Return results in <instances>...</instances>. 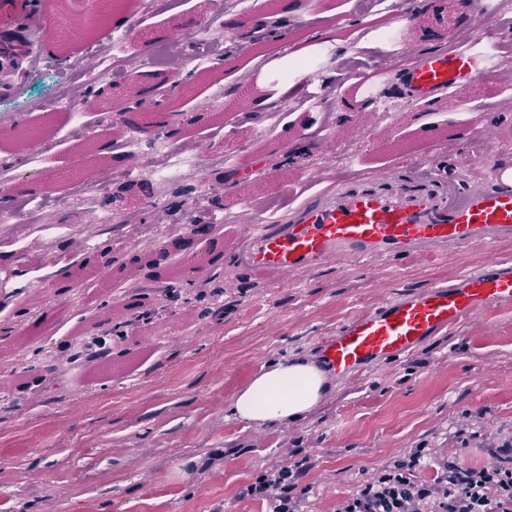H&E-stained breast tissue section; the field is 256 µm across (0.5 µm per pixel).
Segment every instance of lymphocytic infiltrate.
I'll list each match as a JSON object with an SVG mask.
<instances>
[{"label": "lymphocytic infiltrate", "mask_w": 512, "mask_h": 512, "mask_svg": "<svg viewBox=\"0 0 512 512\" xmlns=\"http://www.w3.org/2000/svg\"><path fill=\"white\" fill-rule=\"evenodd\" d=\"M497 450L499 462L479 469L445 458L428 482L417 476L423 449H411L366 477L338 512H512V436L501 438ZM310 467L309 456L292 449L279 468L260 472L240 495L271 500L273 512H298L295 491Z\"/></svg>", "instance_id": "lymphocytic-infiltrate-1"}]
</instances>
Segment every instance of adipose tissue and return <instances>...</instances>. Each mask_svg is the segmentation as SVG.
<instances>
[{
	"instance_id": "ef3b65f1",
	"label": "adipose tissue",
	"mask_w": 512,
	"mask_h": 512,
	"mask_svg": "<svg viewBox=\"0 0 512 512\" xmlns=\"http://www.w3.org/2000/svg\"><path fill=\"white\" fill-rule=\"evenodd\" d=\"M329 390L327 374L312 360L277 361L238 390L230 412L257 428L296 422L313 412Z\"/></svg>"
}]
</instances>
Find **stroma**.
Listing matches in <instances>:
<instances>
[{
	"mask_svg": "<svg viewBox=\"0 0 512 512\" xmlns=\"http://www.w3.org/2000/svg\"><path fill=\"white\" fill-rule=\"evenodd\" d=\"M432 6L437 32L425 36L408 20L387 32L370 23L366 5L346 0H312L284 28L270 22L268 0L246 7L240 0H123L129 39L118 49L110 23L86 28L93 0H53L43 33L48 56L24 64L0 92V167L12 180L45 183L52 205L44 222L0 224V327L6 329L0 366L17 359L42 369L28 387L0 389V512H271L270 501L240 497L239 488L289 448L302 449L312 463L302 512H337L366 475L416 446L430 450L424 480L456 453L469 464L491 462L489 443L512 430V309H482L410 355L336 380L320 407L296 423L254 428L229 412L234 395L266 363L317 359L320 343L351 316L432 282L455 281L489 257L512 260V239H503L432 258L322 264L289 275L284 286L248 270L226 275L237 260L234 232L245 204L226 205L225 194L258 191L284 173L311 180L317 192L377 167L400 176L411 164L434 160L478 185L488 175L478 158L488 125L511 147L498 164L512 161V48L501 54L494 93L459 91L426 115L379 82V74L394 76L416 52L447 43L448 20L460 4L412 0L417 11ZM329 23L336 27L333 46L319 35ZM159 32L176 38L179 60L166 70L167 98L155 102L138 92ZM105 53L119 56L126 74L124 95L110 101L100 93ZM295 53L312 60L327 81L328 111L311 117L310 135L257 139L267 125L306 122L298 98L274 100L265 111L242 108L220 126L210 122L225 79L264 88L267 73ZM351 65L376 79L396 112L468 126L467 136L440 137L430 156L402 154L399 142L418 137L415 124L364 125L356 113L340 115L335 73ZM63 76L66 98L94 105L92 128L101 136L116 139L126 117L146 121L140 155L121 167L105 157L86 168L74 162L61 142L72 136L78 114L42 106ZM22 124L39 127L40 136L22 144L5 139ZM155 125L191 162L182 180L165 178L169 157L151 148ZM130 167L141 192L111 199ZM78 178L102 184L109 202L90 204L74 193ZM215 213L223 217V261L170 287L141 276L126 280L148 317L97 329L119 367L114 376L90 378L79 361L68 373L52 372L108 300L96 288L70 299L52 266L73 269L107 250L116 262L130 263ZM132 222L149 225L150 233L130 239ZM143 328L152 342L145 351L138 346ZM466 415L481 437L465 447L455 432Z\"/></svg>",
	"mask_w": 512,
	"mask_h": 512,
	"instance_id": "1",
	"label": "stroma"
}]
</instances>
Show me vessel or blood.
<instances>
[{
  "instance_id": "1",
  "label": "vessel or blood",
  "mask_w": 512,
  "mask_h": 512,
  "mask_svg": "<svg viewBox=\"0 0 512 512\" xmlns=\"http://www.w3.org/2000/svg\"><path fill=\"white\" fill-rule=\"evenodd\" d=\"M45 27L44 11L18 0L0 26V60L43 56V43L29 36ZM482 40L478 33L452 55L419 57L415 66L401 70V91L433 111L461 85L480 89L492 83L497 63L480 50ZM496 148L497 135L488 131L481 160L490 176L477 188L464 178H448L436 165L408 179L377 169L357 180H336L274 222L249 210L237 234L238 262L283 279L317 264L412 257L428 247L511 237L512 179L498 171ZM487 306L512 308V262L489 259L456 283H434L358 314L323 342L320 358L336 377L357 375L414 353Z\"/></svg>"
}]
</instances>
